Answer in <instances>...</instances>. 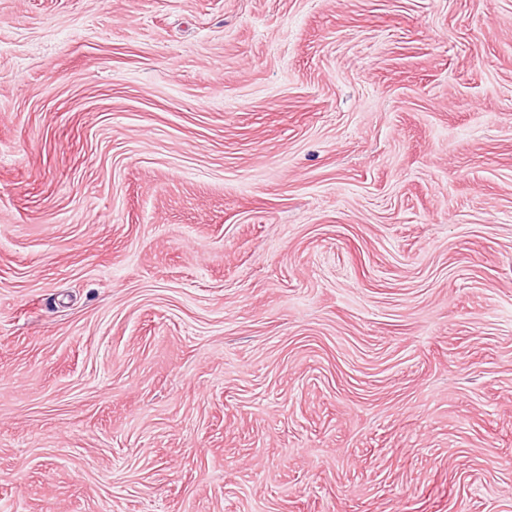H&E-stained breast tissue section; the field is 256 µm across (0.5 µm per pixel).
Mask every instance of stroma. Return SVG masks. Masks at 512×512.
<instances>
[{
  "mask_svg": "<svg viewBox=\"0 0 512 512\" xmlns=\"http://www.w3.org/2000/svg\"><path fill=\"white\" fill-rule=\"evenodd\" d=\"M0 512H512V0H0Z\"/></svg>",
  "mask_w": 512,
  "mask_h": 512,
  "instance_id": "obj_1",
  "label": "stroma"
}]
</instances>
